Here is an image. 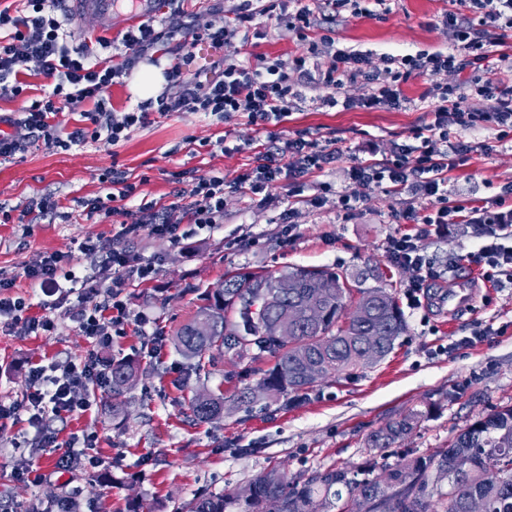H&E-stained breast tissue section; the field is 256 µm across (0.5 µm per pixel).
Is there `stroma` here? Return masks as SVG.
Listing matches in <instances>:
<instances>
[{"mask_svg": "<svg viewBox=\"0 0 512 512\" xmlns=\"http://www.w3.org/2000/svg\"><path fill=\"white\" fill-rule=\"evenodd\" d=\"M373 11L365 17L341 7L335 22L324 29L336 47L368 54L372 69L384 67L390 57L448 52L444 14L474 15L470 0H385ZM308 50V42L266 21L248 44L236 38L221 48L201 42L183 61L189 73L206 75L218 60L244 63L262 56L285 61ZM429 86L427 78H409L403 85L409 103L399 110L325 108L319 100L334 90L317 89V101L306 102L284 125L287 135L304 131L321 146L340 152L323 172L307 176L309 193H317L324 182L336 191L348 190L355 160H379L397 145L414 144L416 128L428 119L423 94ZM268 136V129L243 116L224 123L205 112H173L115 146L102 140L66 151L40 145L24 157L0 162V207L12 215L11 223H0V277L13 280L8 294L24 298L29 315L49 316L57 325L40 336L0 334L4 405L25 393L30 364L77 363L89 349L69 319L74 299L45 308L40 290L23 269L43 254L58 253L67 256L66 267L77 277H92L99 289L111 285L112 268L90 267L78 250L88 238L111 244L120 229L111 219L95 224L81 215L82 202L111 193L103 173L116 165L138 183L137 198L125 203L131 210L143 198L169 202L185 172L221 173L229 187L224 222L213 232L177 242L147 235L131 242L135 252L155 261L156 274L151 281H132L124 288L130 315L125 333L101 352L107 361L138 358L144 369L138 384L120 399L124 422L112 419L108 388L85 391L89 407L84 413L49 417L58 434L55 448L40 446L26 417L0 420V500L25 505L75 488L81 512H180L196 495L238 491L274 464L284 465L295 477L334 466L354 471L368 467L378 475L401 457H425L447 447L476 420L512 405V284L493 285L469 261L467 254L476 245L472 225L458 224L427 240L428 256L446 274L419 308H409L405 292L414 273L393 266L385 252L390 236L416 231L414 225L393 221L408 206V197L384 185L370 186L346 219L332 202L321 208L297 207L295 236L282 241L287 180L270 187L266 204L233 190ZM222 138L228 150H212V143ZM448 178L453 193L477 201L494 199L512 189V151L472 153ZM47 199L57 202L59 215L39 217V204ZM320 266L342 272L361 287L381 286L394 293L406 330L377 366L316 383L296 401L261 395L244 406L235 398L256 387L268 367L265 360L227 358L197 374L173 347L157 352L151 346L152 333L171 334L190 320L203 305L205 291L226 274L276 276L294 267ZM141 317L146 325H138ZM479 326L492 328V335L472 339ZM201 387L224 393L227 404L220 420H191L188 399ZM412 411L422 415L412 435L385 448L370 447L372 434ZM89 434L96 437L100 467L87 474L55 471L60 444ZM20 442L26 446L24 455L46 475L41 485L14 476Z\"/></svg>", "mask_w": 512, "mask_h": 512, "instance_id": "obj_1", "label": "stroma"}]
</instances>
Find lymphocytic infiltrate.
<instances>
[{"mask_svg":"<svg viewBox=\"0 0 512 512\" xmlns=\"http://www.w3.org/2000/svg\"><path fill=\"white\" fill-rule=\"evenodd\" d=\"M184 2L163 0V16L144 20L136 29L124 33L116 56L106 58L100 57L98 50L109 47L107 39L99 37L75 47L69 45L64 32L65 0H27L28 12L23 16L0 9V99L23 93L24 84L18 76L30 62L35 63L39 75L54 82L51 92L33 100L19 116L0 114V160L25 153L38 143L64 150L102 139L115 145L128 139L131 129L150 125L156 114L206 112L224 121L242 114L251 124L277 126L301 109L307 100V90L314 85L339 89L345 81L365 75L375 86L373 93L361 99L335 95L325 98L324 106L345 110L396 108L402 102L401 85L411 76L434 78L448 70L463 71L468 62L457 58L456 52L461 49L488 64L489 78L477 88L487 100L486 107L471 110L464 106L459 87L436 85V103L429 112L430 119L415 132L418 148L401 145L385 159L355 163L350 170L353 186L338 195L336 204L344 210L356 211L362 189L386 182L396 192L428 200L425 209L411 207L399 215L400 220L416 225V233L395 235L387 242L390 263L415 274L408 291L411 304H418L419 294L428 292L443 276L428 261L425 240L444 233L453 224L478 227V246L469 252L468 258L483 267L485 279L502 276L512 280V208L506 207L501 199L476 205L472 200L454 197L448 189L447 177L449 170L465 165L471 153H491L495 143L504 142L512 130V56L500 54L491 64L484 51L485 46L495 42L498 32L512 29V0H472L479 11L475 21L451 12L445 14L443 24L452 33L454 52L408 54L401 58L396 70L386 67L366 72L365 55L343 48L335 50L333 67L317 77L312 75L302 55L287 63H271L261 57L253 63H229L204 80L175 63L165 71L166 92L127 112H114L107 105L104 90L119 84L148 52L176 55L200 41L220 47L259 15L295 33L298 39L309 37L310 8L304 6L289 13V0H265L258 8L253 0H241L233 19L203 29L184 10ZM67 105L82 110L81 125L68 133L63 132L58 119ZM479 127L496 128L494 142L472 143L462 139V132ZM337 156V151L319 146L305 133L291 138L278 136L256 154L253 167L240 177L235 190L254 197L285 176L292 182L290 196L294 204L318 207L326 197L306 195L305 178L322 172ZM173 196V202L167 204L139 203L130 220L123 222L117 234L118 244L107 246L91 239L79 244L81 255L90 264L103 263L114 272L106 301H95V288L82 283L73 272L64 271L58 255L41 256L25 267L26 278L43 295L78 294L79 304L72 309L70 319L88 340L90 349L80 363H66L54 373L48 366L32 365L26 394L10 405L0 404L1 420L27 413L36 437L53 447L57 437L45 424L46 414L84 412L87 401L83 391L106 386L108 376L97 349L110 345L113 336L122 333L128 318L120 298L122 290L128 281L145 282L156 273L155 261L129 250L125 239L147 234L177 241L182 225L202 230L215 228L224 221L223 176L191 177L186 186L174 190ZM12 286L11 280L0 278V332L29 336L54 331L53 319L29 316L24 299L7 297L6 291Z\"/></svg>","mask_w":512,"mask_h":512,"instance_id":"1","label":"lymphocytic infiltrate"}]
</instances>
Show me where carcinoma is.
Listing matches in <instances>:
<instances>
[{
	"instance_id": "carcinoma-1",
	"label": "carcinoma",
	"mask_w": 512,
	"mask_h": 512,
	"mask_svg": "<svg viewBox=\"0 0 512 512\" xmlns=\"http://www.w3.org/2000/svg\"><path fill=\"white\" fill-rule=\"evenodd\" d=\"M288 276L299 277L303 287L289 294L275 287L278 278L265 274L234 275L221 287L206 292V304L178 328L168 341L184 358L194 361L197 372L224 357L239 358L252 348L267 353L273 365L260 379L265 394L276 398L302 397L312 382L305 366L312 361L319 380L344 372L372 367L383 361L405 332V323L394 296L384 288H354L343 274L331 268L296 267ZM320 305L319 320L305 318L293 336L283 341L275 336L272 321L278 306ZM143 373L139 360L127 357L109 364L112 397L133 388ZM191 417L208 422L224 412V395L198 391L189 400ZM420 416L410 412L391 421L370 437L374 448H385L411 435ZM471 454L476 467L458 478L453 461ZM387 485L365 477L357 479L343 467L311 476L288 477V470L273 465L256 475L252 496L235 493L202 495L188 504L186 512H226L229 505L240 512H265V502L281 498L286 512H314L320 502L323 512L340 506V512H355L361 500L401 492L400 512H468V502L478 496L488 512H512V405L504 406L474 422L446 448L427 457L404 459L384 469ZM448 480V492L438 490Z\"/></svg>"
}]
</instances>
